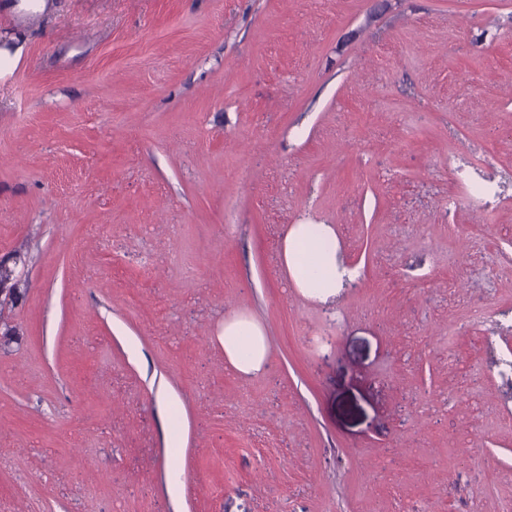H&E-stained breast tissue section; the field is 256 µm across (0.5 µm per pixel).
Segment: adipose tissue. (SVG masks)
<instances>
[{"label": "adipose tissue", "mask_w": 512, "mask_h": 512, "mask_svg": "<svg viewBox=\"0 0 512 512\" xmlns=\"http://www.w3.org/2000/svg\"><path fill=\"white\" fill-rule=\"evenodd\" d=\"M283 260L297 288L322 301L335 297L337 288L356 276L355 270L338 263L336 233L328 224L294 225L284 240ZM224 354L235 370L257 373L266 359L265 336L248 319L227 320Z\"/></svg>", "instance_id": "ef3b65f1"}]
</instances>
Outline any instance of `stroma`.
<instances>
[{"mask_svg": "<svg viewBox=\"0 0 512 512\" xmlns=\"http://www.w3.org/2000/svg\"><path fill=\"white\" fill-rule=\"evenodd\" d=\"M45 3L0 0V512H512V0ZM283 260L297 288L327 301L356 271L336 258V233L328 224H294L283 245ZM224 354L235 370L243 374L257 373L266 359L265 336L246 318L227 320L224 322Z\"/></svg>", "mask_w": 512, "mask_h": 512, "instance_id": "obj_1", "label": "stroma"}]
</instances>
